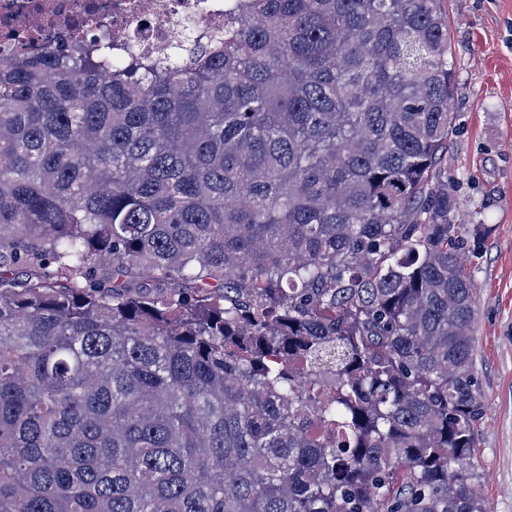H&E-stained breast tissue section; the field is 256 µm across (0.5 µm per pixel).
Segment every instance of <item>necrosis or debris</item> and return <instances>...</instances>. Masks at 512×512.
<instances>
[{
	"mask_svg": "<svg viewBox=\"0 0 512 512\" xmlns=\"http://www.w3.org/2000/svg\"><path fill=\"white\" fill-rule=\"evenodd\" d=\"M200 44L224 33V0H0V54L89 46L108 33L112 56L155 60L185 30Z\"/></svg>",
	"mask_w": 512,
	"mask_h": 512,
	"instance_id": "necrosis-or-debris-1",
	"label": "necrosis or debris"
}]
</instances>
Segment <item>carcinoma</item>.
I'll return each mask as SVG.
<instances>
[{"instance_id": "cac0c4a2", "label": "carcinoma", "mask_w": 512, "mask_h": 512, "mask_svg": "<svg viewBox=\"0 0 512 512\" xmlns=\"http://www.w3.org/2000/svg\"><path fill=\"white\" fill-rule=\"evenodd\" d=\"M445 2L0 56V512H488Z\"/></svg>"}]
</instances>
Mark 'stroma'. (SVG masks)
I'll return each mask as SVG.
<instances>
[{
    "label": "stroma",
    "instance_id": "1",
    "mask_svg": "<svg viewBox=\"0 0 512 512\" xmlns=\"http://www.w3.org/2000/svg\"><path fill=\"white\" fill-rule=\"evenodd\" d=\"M456 130L444 151L451 192L480 248L473 334L486 404L477 431L490 512H512V0H447Z\"/></svg>",
    "mask_w": 512,
    "mask_h": 512
}]
</instances>
